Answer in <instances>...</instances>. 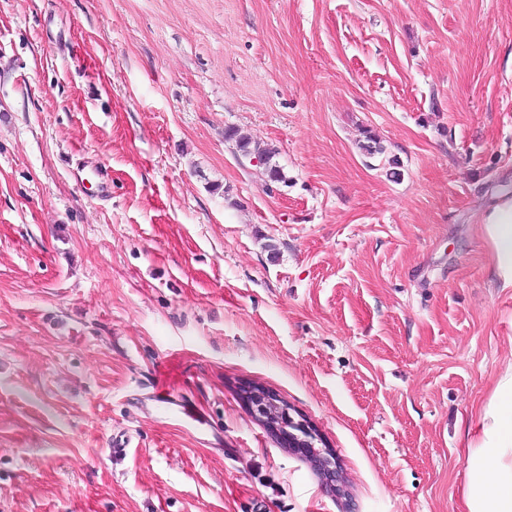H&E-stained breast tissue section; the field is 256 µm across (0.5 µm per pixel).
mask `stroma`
I'll list each match as a JSON object with an SVG mask.
<instances>
[{"instance_id": "35a3bbf8", "label": "stroma", "mask_w": 512, "mask_h": 512, "mask_svg": "<svg viewBox=\"0 0 512 512\" xmlns=\"http://www.w3.org/2000/svg\"><path fill=\"white\" fill-rule=\"evenodd\" d=\"M505 193L512 0H0V512H457ZM259 395L255 398V400L251 401L252 410L255 413V415H258V417L262 418L264 416L265 411L268 410V404L272 403L276 405V402H280L278 399H276L274 396L269 395L273 400H271L267 395L256 393ZM276 401V402H275ZM281 403V402H280ZM270 405V414H268L264 422L266 426L269 429H272L275 426L279 424V419L284 417V409L280 406H274ZM301 424H303L301 421L294 422L290 416H288V411L286 410V417L285 420L281 421L279 424V429L288 435V428L295 430V427H302ZM296 431V430H295Z\"/></svg>"}]
</instances>
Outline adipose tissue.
Returning <instances> with one entry per match:
<instances>
[{"label": "adipose tissue", "mask_w": 512, "mask_h": 512, "mask_svg": "<svg viewBox=\"0 0 512 512\" xmlns=\"http://www.w3.org/2000/svg\"><path fill=\"white\" fill-rule=\"evenodd\" d=\"M479 222L492 253V277L512 287V196L502 197ZM477 416L478 435L466 442L463 512H512V362Z\"/></svg>", "instance_id": "adipose-tissue-1"}]
</instances>
